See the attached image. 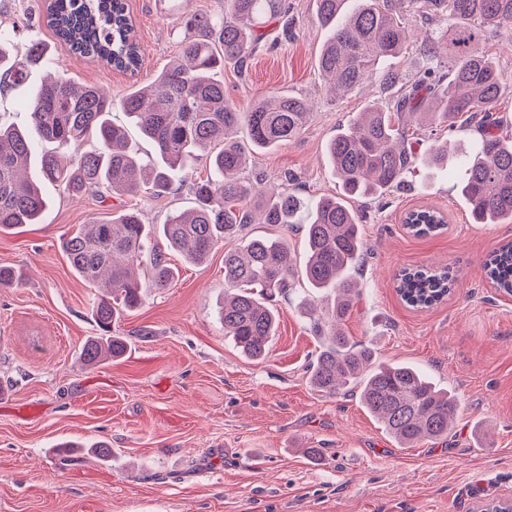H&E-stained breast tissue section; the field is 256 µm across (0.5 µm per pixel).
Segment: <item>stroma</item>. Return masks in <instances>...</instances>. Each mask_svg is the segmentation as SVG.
Segmentation results:
<instances>
[{
	"label": "stroma",
	"mask_w": 512,
	"mask_h": 512,
	"mask_svg": "<svg viewBox=\"0 0 512 512\" xmlns=\"http://www.w3.org/2000/svg\"><path fill=\"white\" fill-rule=\"evenodd\" d=\"M292 2L291 37L218 77L242 107L276 91L312 104L301 132L251 153L244 175L316 200L339 190L328 141L382 91H329L317 70L328 31L315 0ZM128 8L143 54L138 77L74 56L37 25L12 47L20 55L29 40L47 45L49 65L32 72L31 85L50 71L120 96L178 55L179 17L223 15L224 0H128ZM405 27V50L390 64L402 74L422 67L426 36L444 35L448 22L413 14ZM485 47L506 83L492 108L497 132L512 137V28L487 32ZM441 136L452 145L447 168L416 164L399 190L357 205L365 256L344 332L377 362L424 368L460 397L448 438L400 447L358 390L331 397L313 388L309 366L326 340L302 310L305 283L279 301L267 359L246 357L218 317L220 249L201 266L172 256L173 279L118 321L124 356L85 365L81 348L99 333L91 312L99 291L73 272L64 235L133 204L145 223L159 224L191 199L183 188L138 201L73 197L49 184L43 223L0 234V265L22 276L0 287V512H474L512 496V295L482 269L491 251L512 241V224L473 223L459 192L461 149L477 132L458 125ZM421 206L444 213L441 233L407 229L406 213ZM417 266L453 270L457 283L445 301L424 310L402 301L394 275ZM101 442L111 459L64 462V446ZM308 448L318 457L305 456Z\"/></svg>",
	"instance_id": "1"
}]
</instances>
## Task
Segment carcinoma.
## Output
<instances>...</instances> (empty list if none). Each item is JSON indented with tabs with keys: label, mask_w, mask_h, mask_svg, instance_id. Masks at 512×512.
Listing matches in <instances>:
<instances>
[{
	"label": "carcinoma",
	"mask_w": 512,
	"mask_h": 512,
	"mask_svg": "<svg viewBox=\"0 0 512 512\" xmlns=\"http://www.w3.org/2000/svg\"><path fill=\"white\" fill-rule=\"evenodd\" d=\"M316 0L320 23L329 29L318 71L331 91H350L367 82L396 88L383 102L373 99L338 130L327 154L340 184V195L307 202L283 190L265 196L242 177L246 152L271 150L294 138L305 126L309 105L281 93L241 109L224 95L215 74L226 65L243 68L265 46L267 24L288 15V0H224V15L193 13L184 21L179 55L153 81L134 86L118 98L104 88L47 76L28 102L31 125L19 131L0 127V233L38 224L47 208L41 185L54 184L70 195L137 197L171 189L175 177L187 178L201 152H207L210 178L193 182V205L169 213L160 225L143 222L127 208L112 218L82 224L63 240L73 271L105 289L92 312L101 335L87 340L83 360L96 365L122 356L127 343L113 332L126 311L138 308L148 288H163L174 270L166 252L153 243L162 237L185 261L201 265L227 240L224 250L225 335L254 361H263L275 335L278 298L292 288L293 265L287 240L248 236L251 224H301L308 256L305 278L320 291L335 294L325 309L309 299L304 313L312 329L331 336L310 368V382L335 396L361 386L367 411L405 448L448 437L458 420L457 396L439 389L422 369L407 364H378L372 351L345 336L342 324L357 293L353 272L364 255L359 213L353 204L400 185L413 163L417 133L411 119L452 127L465 117L477 123L480 139L467 157L460 187L478 224H512V142L494 132L490 106L501 96L504 79L484 47L485 33L512 26V0ZM408 13H427L449 22L448 64L438 46L426 39V64L404 78L383 70L402 54ZM43 23L72 52L131 76L141 68V49L125 0H51ZM11 36L0 30V88L21 85L30 70L46 59L47 45L29 42L25 59L8 50ZM125 112L154 147L157 163H144L126 130L109 119L113 107ZM246 127L248 141L236 138ZM94 134L98 148L80 150ZM55 145L34 154V141ZM447 143L428 141L423 162L440 169ZM415 234L444 227L435 210L416 212ZM150 276H137L144 257ZM482 268L486 277L512 294V243L492 251ZM398 291L415 309H428L451 293L450 268H405Z\"/></svg>",
	"instance_id": "cac0c4a2"
}]
</instances>
